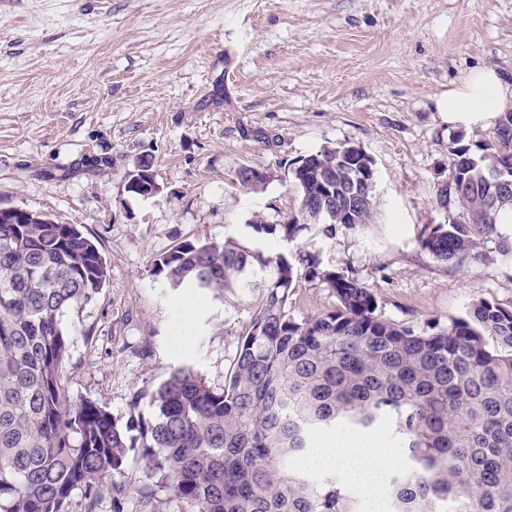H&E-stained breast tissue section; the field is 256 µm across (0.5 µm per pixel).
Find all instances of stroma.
Segmentation results:
<instances>
[{
	"instance_id": "stroma-1",
	"label": "stroma",
	"mask_w": 512,
	"mask_h": 512,
	"mask_svg": "<svg viewBox=\"0 0 512 512\" xmlns=\"http://www.w3.org/2000/svg\"><path fill=\"white\" fill-rule=\"evenodd\" d=\"M483 66L512 79V0H0V209L79 225L110 276L62 318L81 329L70 394L123 420L177 367L223 386L263 291L206 292L186 315L184 289L151 267L188 239L316 256L417 329L481 297L512 306V254L458 266L418 241L445 220L434 198L450 143L477 140L437 102ZM339 146L375 164L370 223L290 242L249 226L256 213L287 222L300 205L289 163ZM147 156L161 187L149 198L127 188ZM244 166L270 172L262 193L235 184ZM335 303L301 276L288 312Z\"/></svg>"
}]
</instances>
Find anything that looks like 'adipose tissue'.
Instances as JSON below:
<instances>
[{
	"label": "adipose tissue",
	"mask_w": 512,
	"mask_h": 512,
	"mask_svg": "<svg viewBox=\"0 0 512 512\" xmlns=\"http://www.w3.org/2000/svg\"><path fill=\"white\" fill-rule=\"evenodd\" d=\"M437 110L455 127L494 128L502 113L512 110V84L494 68L476 69L438 101ZM311 453L312 466L341 469L371 497L377 496L383 475L391 466L375 448L334 437L320 439Z\"/></svg>",
	"instance_id": "obj_1"
}]
</instances>
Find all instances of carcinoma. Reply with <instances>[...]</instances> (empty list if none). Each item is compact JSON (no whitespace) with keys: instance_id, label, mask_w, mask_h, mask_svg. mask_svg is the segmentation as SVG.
<instances>
[{"instance_id":"obj_1","label":"carcinoma","mask_w":512,"mask_h":512,"mask_svg":"<svg viewBox=\"0 0 512 512\" xmlns=\"http://www.w3.org/2000/svg\"><path fill=\"white\" fill-rule=\"evenodd\" d=\"M449 181L423 226L422 251L462 264L512 252L496 222L512 205V112L489 141L457 139ZM299 215L253 229L293 240L324 216L321 231L368 224L374 166L363 152L324 148L290 164ZM247 193L266 187L262 169L240 168ZM305 276L328 284L334 309L298 321L288 312L297 267L282 253L185 240L152 272L171 288L219 296L261 284L264 297L216 390L189 367L137 392L125 423L106 406L73 398L66 385L71 331L61 317L88 304L108 272L97 245L75 224L0 215V512H112L129 495L153 512L164 495L179 512H358L334 474L292 462L326 432L366 435L381 426L406 456L391 480V512H512V308L487 299L468 314L415 330L384 317L358 279L297 258ZM158 410L143 419L141 405ZM146 462L149 482L115 480L127 460Z\"/></svg>"}]
</instances>
